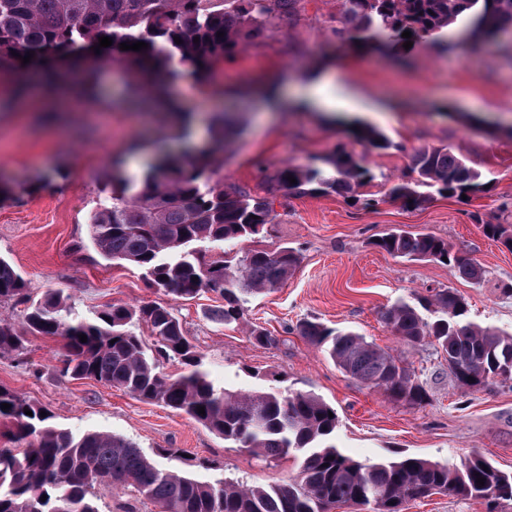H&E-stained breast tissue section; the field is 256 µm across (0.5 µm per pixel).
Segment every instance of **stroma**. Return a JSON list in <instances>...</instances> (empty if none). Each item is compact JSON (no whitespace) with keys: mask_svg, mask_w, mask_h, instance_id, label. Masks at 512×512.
<instances>
[{"mask_svg":"<svg viewBox=\"0 0 512 512\" xmlns=\"http://www.w3.org/2000/svg\"><path fill=\"white\" fill-rule=\"evenodd\" d=\"M339 0H302L297 17L227 56L204 81L214 95L198 96L194 79L165 81V94L194 113V142L207 126L234 113L243 131L228 144L225 182L263 193L264 180L285 165H305L340 151L362 157L373 176L364 201L338 194L287 198L261 238L264 247L298 250L300 263L277 290L249 298L244 315L227 325L213 319L221 303L211 293L174 304L175 314L215 387L308 392L336 410L334 442L361 461L416 455L457 465L478 454L512 471V388L472 392L452 377L429 345L400 346L381 318L394 303L429 288L465 297L470 320L512 329V250L486 237L483 223L512 224V36L472 46L449 31L445 41L392 51L356 46L332 55L331 25ZM121 65L101 73L99 99L48 112L38 93L0 112V183L14 186L0 202V256L33 294L62 290L75 313L92 318L105 305L163 301L137 267L116 265L95 250L88 222L112 183V160L131 140L146 149L171 142L174 132L158 102L129 107ZM324 95L359 97L324 118L296 110L308 84ZM376 128L386 148L357 142L356 123ZM445 147L463 156L490 186L465 202L435 196L410 209L389 201L391 184L409 178L415 150ZM447 239L483 267L481 282L460 278L436 261L407 262L373 247L392 228ZM306 320L350 328L380 347L399 349L430 400L394 402L343 374L299 335ZM278 336L275 348L249 337L251 328ZM55 339L28 337L21 351L0 355V385L43 406L59 427L80 435L111 432L135 442L166 467L196 479L227 478L268 486L293 478V459L265 462L234 448L184 413L140 401L91 379L62 377Z\"/></svg>","mask_w":512,"mask_h":512,"instance_id":"1","label":"stroma"}]
</instances>
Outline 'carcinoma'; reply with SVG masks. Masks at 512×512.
<instances>
[{"instance_id":"carcinoma-1","label":"carcinoma","mask_w":512,"mask_h":512,"mask_svg":"<svg viewBox=\"0 0 512 512\" xmlns=\"http://www.w3.org/2000/svg\"><path fill=\"white\" fill-rule=\"evenodd\" d=\"M301 0H0V73L12 77L14 94L28 91L37 72L51 86L66 82L62 66L79 73L80 94L97 99L102 67L121 64L131 75L130 100L158 98L163 79H200L224 58L264 38L297 16ZM468 37L512 32V0H341L334 33L357 45L394 50L406 41L438 43L450 26ZM412 37L405 39L402 33ZM224 36L219 37L217 33ZM112 45L95 53L99 37ZM180 38L178 44L174 38ZM142 41L141 51L119 44ZM32 55L29 63L22 57ZM353 135L365 146L385 148L384 137L360 124ZM225 128L211 131L206 147L191 154L158 150L130 192L112 176V193L90 219L97 253L144 270L147 286L172 300L211 292L224 300L218 315L226 324L243 315L246 298L282 285L299 264L298 252L283 246L235 249L255 241L274 223V200L219 174ZM416 177L393 184L386 196L415 209L440 195L470 202L487 192L481 174L446 148H423L411 160ZM369 170L352 153L337 152L322 165H287L271 178L283 197L336 193L356 198ZM294 177L292 184L288 177ZM483 233L512 247L511 224H484ZM387 254L408 260L442 261L460 277L478 282L477 261L453 252L448 240L396 229L372 241ZM222 250L205 259L211 248ZM26 305L16 324L0 319V354L17 352L26 337L58 340L61 372L93 379L145 402L186 414L224 442L265 458L293 457L298 473L286 483L249 486L231 480L204 482L162 466L136 443L107 432L80 436L51 423L15 392L0 386V421H8L12 448H0V512H100L97 490L127 495L123 512H140L148 501L158 512H333L344 505L368 512H406L411 501L443 493L482 500L486 512L512 505V474L479 455L458 466L418 456L381 462L355 460L330 443L338 417L312 393L218 389L199 369L200 357L173 309L157 302L112 303L96 318L72 312L59 290L32 296L23 276L0 257V304ZM429 316H423V312ZM408 347L431 345L448 370L470 391L512 382V331L468 319V304L450 288L428 291L416 302L398 301L381 314ZM144 323L152 344L132 330ZM87 336L83 343L79 335ZM299 334L324 350L342 373L408 405L429 401L424 387L397 353L351 330L306 321ZM184 371L169 375L160 360ZM204 408L205 414L198 413ZM32 415L25 414V410ZM484 484L477 483V477ZM46 500H41V497Z\"/></svg>"}]
</instances>
